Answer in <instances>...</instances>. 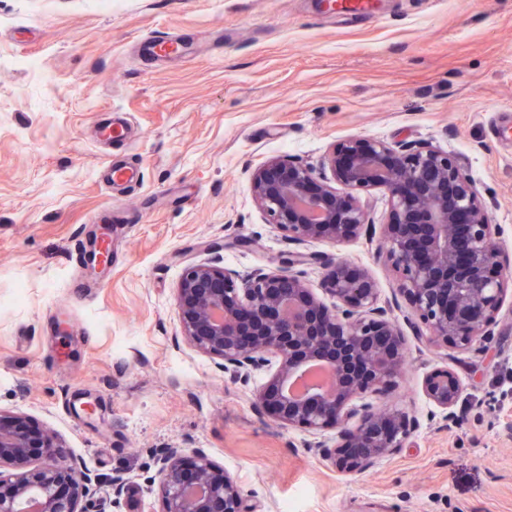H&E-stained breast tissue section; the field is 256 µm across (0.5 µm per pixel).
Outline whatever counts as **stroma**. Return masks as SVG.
I'll use <instances>...</instances> for the list:
<instances>
[{
	"label": "stroma",
	"instance_id": "1",
	"mask_svg": "<svg viewBox=\"0 0 512 512\" xmlns=\"http://www.w3.org/2000/svg\"><path fill=\"white\" fill-rule=\"evenodd\" d=\"M185 34L183 59L138 55L146 35ZM129 113V140L101 151L96 126ZM512 0H378L344 16L323 0H0V412L54 432L102 477L99 512H158L147 483L163 449H205L260 512H512V289L489 336L439 349L393 309L405 336L385 402L417 426L404 448L340 473L313 434L260 416L249 385L181 334L184 268L223 257L248 272L293 251L251 177L288 154L321 168L353 137L429 142L470 174L512 257ZM139 169L112 216V264L75 292L73 270L111 202L104 162ZM362 202L372 238L314 242L299 271L325 298L326 262L394 296L380 253L390 209ZM460 380L454 422L424 378ZM131 486L113 502L110 479Z\"/></svg>",
	"mask_w": 512,
	"mask_h": 512
}]
</instances>
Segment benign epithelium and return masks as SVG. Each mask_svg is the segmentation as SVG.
<instances>
[{
	"label": "benign epithelium",
	"mask_w": 512,
	"mask_h": 512,
	"mask_svg": "<svg viewBox=\"0 0 512 512\" xmlns=\"http://www.w3.org/2000/svg\"><path fill=\"white\" fill-rule=\"evenodd\" d=\"M323 168L331 177L278 155L255 169L252 189L270 223L296 245L370 238L360 194L379 189L391 211L381 251L395 274L394 297L425 327L428 342L466 348L490 330L512 285V260L497 246L501 225L491 222L475 182L450 154L429 142L394 146L356 137L335 145ZM306 258L293 251L275 269L247 273L218 258L186 267L176 288L181 333L218 358L235 383L246 385L252 371L268 368L253 393L258 413L313 434L336 429V446L323 455L343 473H363L404 447L415 425L400 407L364 401L394 387L404 335L377 305L366 268L330 263L329 307L295 271ZM312 363L333 370L331 387L289 396L288 380ZM422 391L454 420L460 382L453 371L435 369ZM150 480L159 481V512H257L202 448L190 456L164 450ZM100 484L99 474L63 456L53 433L22 414H0V512H24L25 504L33 505L29 512H96Z\"/></svg>",
	"instance_id": "benign-epithelium-1"
}]
</instances>
